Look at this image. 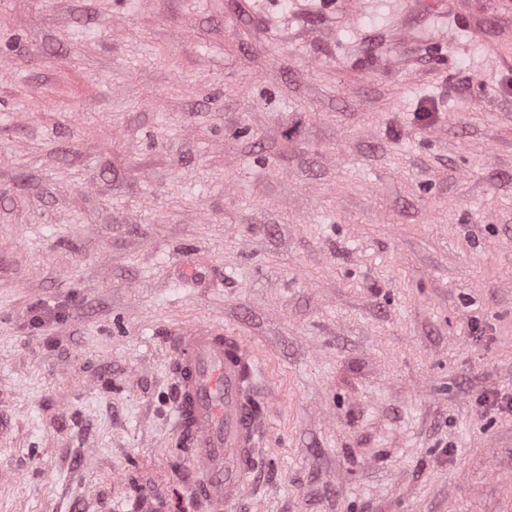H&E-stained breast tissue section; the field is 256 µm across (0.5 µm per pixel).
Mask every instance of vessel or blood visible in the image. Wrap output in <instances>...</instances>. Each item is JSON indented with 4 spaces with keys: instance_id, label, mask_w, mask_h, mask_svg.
I'll return each instance as SVG.
<instances>
[{
    "instance_id": "obj_1",
    "label": "vessel or blood",
    "mask_w": 512,
    "mask_h": 512,
    "mask_svg": "<svg viewBox=\"0 0 512 512\" xmlns=\"http://www.w3.org/2000/svg\"><path fill=\"white\" fill-rule=\"evenodd\" d=\"M473 0H451L465 31L484 38ZM501 67L512 71V29L488 43ZM173 424L191 465L193 498L209 512H227L255 469V449L264 423L258 361L240 337L219 326L181 327L173 332Z\"/></svg>"
}]
</instances>
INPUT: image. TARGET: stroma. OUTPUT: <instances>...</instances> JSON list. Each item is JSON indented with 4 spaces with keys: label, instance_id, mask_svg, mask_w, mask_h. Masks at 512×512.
I'll return each instance as SVG.
<instances>
[{
    "label": "stroma",
    "instance_id": "obj_1",
    "mask_svg": "<svg viewBox=\"0 0 512 512\" xmlns=\"http://www.w3.org/2000/svg\"><path fill=\"white\" fill-rule=\"evenodd\" d=\"M437 0H0V512H200L168 335L241 337L230 512H512V76Z\"/></svg>",
    "mask_w": 512,
    "mask_h": 512
}]
</instances>
